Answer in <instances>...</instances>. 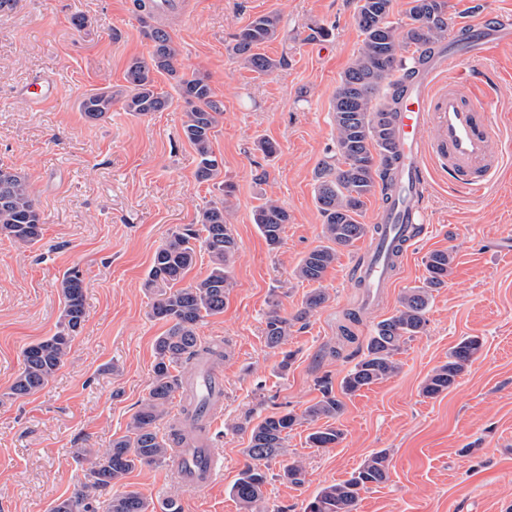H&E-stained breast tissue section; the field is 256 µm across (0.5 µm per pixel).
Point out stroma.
I'll return each mask as SVG.
<instances>
[{
	"label": "stroma",
	"instance_id": "stroma-1",
	"mask_svg": "<svg viewBox=\"0 0 512 512\" xmlns=\"http://www.w3.org/2000/svg\"><path fill=\"white\" fill-rule=\"evenodd\" d=\"M354 7L355 0H174L154 19L178 43L180 70L207 76L224 102L213 149L224 161L222 179L235 186L238 243L224 311L197 328L203 342L224 347L213 368L224 397L208 431L224 476L190 496L168 466L135 469L126 489L154 504L174 499L181 512H240L231 488L247 463L253 425L320 400L324 377L342 396V380L375 325L422 281L425 256L448 250V284L434 294L425 333L400 351L399 373L342 396L344 438L336 447L309 446L314 424L294 427L287 457L266 464L260 510L305 512L323 487L383 451L388 478L362 492L357 512H512V122L504 120L512 115L511 45L463 65L500 121L491 147L506 158L490 190L459 192L429 166V229L400 256L390 287L373 300L356 286L370 245L358 240L339 252L322 283L329 301L296 322L284 349L265 341L268 315L293 318L311 289L293 269L323 242L314 171L336 135L330 101L362 39ZM268 12L280 15L281 34L265 51L286 63L258 77L238 66L229 47ZM77 16L83 27L74 25ZM316 26L328 37L314 36ZM148 52L134 0H16L0 13V165L28 174L45 221L34 246L0 237V512H50L84 481L74 449L102 452L125 433L148 394L154 341L167 329L152 318L155 296L144 286L153 255L171 229L200 224L217 195L195 177L181 101L142 117L123 109L126 67ZM46 75L55 97L32 102L24 88ZM97 92L111 94L112 107L93 121L80 103ZM262 138L278 145L276 156L257 149ZM267 197L290 216L275 250L252 221ZM71 272L83 281L86 308L71 352L45 389L9 397L23 349L58 328V286ZM467 336L482 341L474 360L447 392L423 396L427 376ZM287 351L292 360L283 370ZM289 461L303 465L302 484L281 479Z\"/></svg>",
	"mask_w": 512,
	"mask_h": 512
}]
</instances>
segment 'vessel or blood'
<instances>
[{
  "instance_id": "obj_1",
  "label": "vessel or blood",
  "mask_w": 512,
  "mask_h": 512,
  "mask_svg": "<svg viewBox=\"0 0 512 512\" xmlns=\"http://www.w3.org/2000/svg\"><path fill=\"white\" fill-rule=\"evenodd\" d=\"M497 44H512V14H491L466 25L464 34L435 50L400 101L394 121L400 171L393 202L382 205L374 218L381 233L371 247L375 259L365 273L367 287L389 286L387 255L414 242L419 224L426 221L428 159H435L467 193L483 192L501 169L504 156L491 148L494 116L465 89L457 68L460 60L480 58ZM427 128L432 138L421 139ZM170 473L196 494L219 478L222 465L215 449L190 442L177 449Z\"/></svg>"
}]
</instances>
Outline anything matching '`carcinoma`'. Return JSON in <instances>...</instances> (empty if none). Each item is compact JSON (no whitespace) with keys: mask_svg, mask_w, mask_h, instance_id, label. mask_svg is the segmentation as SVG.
<instances>
[{"mask_svg":"<svg viewBox=\"0 0 512 512\" xmlns=\"http://www.w3.org/2000/svg\"><path fill=\"white\" fill-rule=\"evenodd\" d=\"M392 0H357L354 21L361 43L350 65L340 76L331 101L336 136L328 154L315 171V201L323 218L324 243L309 251L297 264L294 275L301 281L321 283L336 262L338 252L368 235H379L380 225L361 222L366 200L381 192L389 200L396 174L393 112L416 75L414 62L448 40L446 0H410L406 21L391 20ZM143 34L151 43L146 57L130 60L125 80L128 94L125 111L135 116L163 112L173 97L158 91L155 74H166L175 82L178 99L185 106L183 134L198 156L197 181L210 183L219 197L207 202L202 211L201 228L172 230L155 251L147 286L157 299L152 317L169 324L154 344L153 377L148 395L128 424L126 433L112 441V448L93 455L85 448L76 451L88 463L86 481L74 495L57 500L51 512H98L103 493L123 486V480L142 465L169 462L171 448L184 439V433L170 428L160 434L158 421L168 414L176 390L183 389L187 415L201 413L207 397L184 383L173 371L212 358H223L224 351L201 343L197 328L205 318L224 312L234 288L233 261L238 249L232 225L226 214L227 197L233 186L219 180L223 160L212 147L215 129L224 115V103L215 99L207 77L181 72L177 66L179 48L171 34L141 19ZM280 17L264 13L239 30L230 52L237 63L258 75L274 73L285 63L261 52L263 45L279 36ZM413 49L411 60L402 52ZM112 107V98L93 94L81 102L90 119H99ZM289 221L288 211L273 200H266L253 212L266 243L276 247ZM44 220L29 190L28 176L14 168L0 166V236L33 246L42 238ZM209 257V272L194 284L183 287L188 270L196 260L197 249ZM454 257L448 250L430 252L424 260L426 275L421 284L405 289L396 313L380 321L367 340L360 360L347 373L342 392L353 395L362 388L389 378L399 371L395 356L410 339L424 332L433 292L448 284ZM63 300L61 323L51 336L22 351V368L9 387V396L34 395L55 376L70 353L72 342L86 317L83 281L77 274L64 276L60 285ZM330 299L323 288L312 289L303 308L288 319L277 313L268 315L264 336L268 347L278 349L288 341L293 323L303 320ZM477 336L462 339L422 385V394L436 397L455 384L479 352ZM344 404L324 389L322 399L302 413H276L262 418L251 429L249 459L232 487L234 498L244 512H256L264 498L267 474L262 462L287 452L288 432L305 422L329 420V424L308 435L312 448H333L343 440L342 430L330 421L343 412ZM388 478L387 455H371L351 476L325 486L307 505L306 512H356L361 492ZM105 512H152L150 502L136 491L114 493L105 500Z\"/></svg>","mask_w":512,"mask_h":512,"instance_id":"1","label":"carcinoma"}]
</instances>
